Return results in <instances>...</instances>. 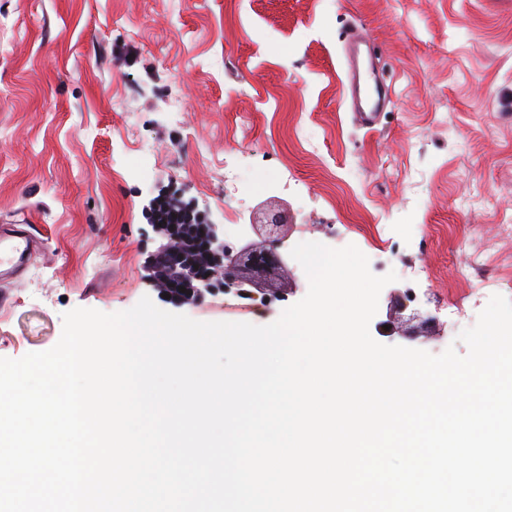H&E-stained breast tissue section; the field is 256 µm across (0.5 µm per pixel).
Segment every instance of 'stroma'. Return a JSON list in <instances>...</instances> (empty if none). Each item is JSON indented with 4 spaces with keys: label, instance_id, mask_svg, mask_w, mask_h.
<instances>
[{
    "label": "stroma",
    "instance_id": "obj_1",
    "mask_svg": "<svg viewBox=\"0 0 512 512\" xmlns=\"http://www.w3.org/2000/svg\"><path fill=\"white\" fill-rule=\"evenodd\" d=\"M361 23L391 101L374 127L347 102L340 35ZM182 110H174V101ZM288 214L286 248L378 244L425 267L408 337L433 354L475 324L458 278L476 268L512 299V0H0V224L41 245L0 281V357L52 348L75 308L168 303L142 269L162 243L150 202L179 197L232 239ZM246 309L221 291L180 311L267 325L308 291L297 261ZM240 176L233 163L224 161V216L235 221L234 209L230 205L239 191Z\"/></svg>",
    "mask_w": 512,
    "mask_h": 512
}]
</instances>
